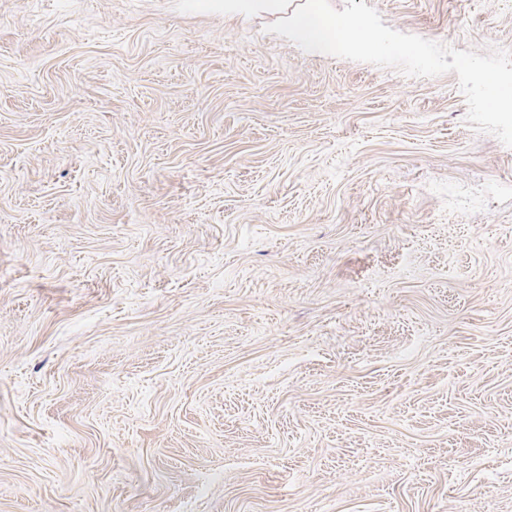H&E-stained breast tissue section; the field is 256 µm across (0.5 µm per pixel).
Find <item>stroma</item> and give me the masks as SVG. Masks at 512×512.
Wrapping results in <instances>:
<instances>
[{
  "label": "stroma",
  "instance_id": "stroma-1",
  "mask_svg": "<svg viewBox=\"0 0 512 512\" xmlns=\"http://www.w3.org/2000/svg\"><path fill=\"white\" fill-rule=\"evenodd\" d=\"M289 2L0 0V512H512V148Z\"/></svg>",
  "mask_w": 512,
  "mask_h": 512
}]
</instances>
